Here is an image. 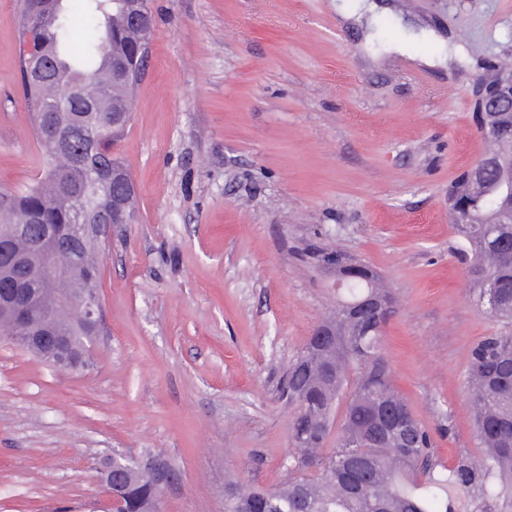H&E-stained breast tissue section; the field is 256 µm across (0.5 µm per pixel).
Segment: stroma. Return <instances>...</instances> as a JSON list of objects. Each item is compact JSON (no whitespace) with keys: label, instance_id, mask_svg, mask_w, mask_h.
I'll return each instance as SVG.
<instances>
[{"label":"stroma","instance_id":"1","mask_svg":"<svg viewBox=\"0 0 512 512\" xmlns=\"http://www.w3.org/2000/svg\"><path fill=\"white\" fill-rule=\"evenodd\" d=\"M150 0L149 62L114 147L137 220L116 224L89 369L64 375L0 338V512H101L105 452L159 457L161 512H224V483L288 478L289 364L336 304L301 255L331 243L398 297L383 352L454 462L476 451L465 371L496 325L457 257L448 188L484 150L472 88L512 63V0ZM16 0H0V188L34 183ZM435 31L427 66L393 52Z\"/></svg>","mask_w":512,"mask_h":512}]
</instances>
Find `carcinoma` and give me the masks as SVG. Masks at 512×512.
Instances as JSON below:
<instances>
[{"label":"carcinoma","instance_id":"cac0c4a2","mask_svg":"<svg viewBox=\"0 0 512 512\" xmlns=\"http://www.w3.org/2000/svg\"><path fill=\"white\" fill-rule=\"evenodd\" d=\"M20 0V19L47 7L36 32L40 51L55 64L34 69L19 58L22 91L33 112L41 168L29 187L8 192L0 204V236L8 250L0 266L21 259L19 275L35 296L26 318L0 315V333L25 336L61 329L59 290L41 279V257L50 254L75 282L98 281L102 243L85 242L79 225L98 223L112 208V181L105 171L128 177L114 155L124 131L112 130V114L130 111L136 82L120 81L112 63L135 71V49L148 34L129 22L146 0H81L80 15L98 29L95 40L74 44L76 17L65 0ZM502 139L488 150L512 155V113L501 118ZM84 129L91 152L83 157L55 145L60 130ZM500 179L475 189L462 173L450 190L451 208L464 206L470 224L458 225L461 260L470 264L473 287L498 329L479 339L468 359L466 388L480 452L460 451L453 465L435 454L431 432L415 417L390 378L383 354L387 320L357 307L375 295L397 301L383 277L360 263L348 278L343 252L315 245L307 258L347 280L336 311L310 337L286 373L283 394L295 404L290 423L293 454L288 480L274 489L231 481L224 485V512H512V206L501 203ZM19 224H48L55 235L33 241ZM336 445L326 448L331 434ZM128 512H158L160 490L146 467L121 481Z\"/></svg>","mask_w":512,"mask_h":512}]
</instances>
